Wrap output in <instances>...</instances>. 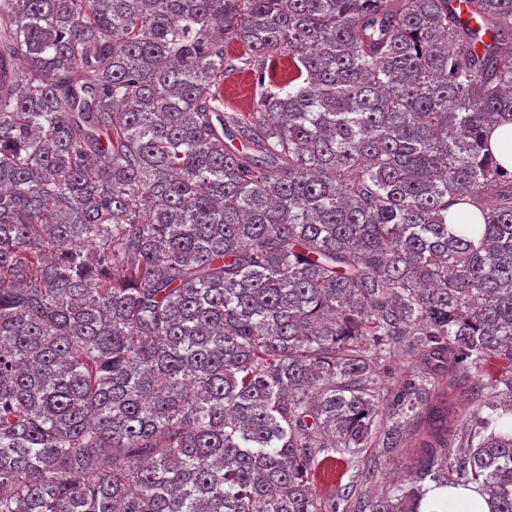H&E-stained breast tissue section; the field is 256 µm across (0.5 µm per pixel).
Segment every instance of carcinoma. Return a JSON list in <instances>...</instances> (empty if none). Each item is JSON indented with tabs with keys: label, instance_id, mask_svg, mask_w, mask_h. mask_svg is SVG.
<instances>
[{
	"label": "carcinoma",
	"instance_id": "carcinoma-1",
	"mask_svg": "<svg viewBox=\"0 0 512 512\" xmlns=\"http://www.w3.org/2000/svg\"><path fill=\"white\" fill-rule=\"evenodd\" d=\"M465 3L0 0V512H336L317 459L410 441L348 512H512V0ZM254 96L253 77L248 73L236 72L224 78V102L239 111H248ZM490 141L500 163L512 168V124H500L492 128ZM404 348H397L387 356L378 374V386L381 388L382 405L378 420L384 419L387 404L393 398L397 389L403 386L412 378L415 373V364L404 351ZM499 374V369L495 366H487L482 376L479 378L476 377L473 381V395L470 396L468 401H464L463 404L457 409L456 412V420L458 424L466 423V421L471 419L472 413L482 404L483 400H485L486 396L490 394L488 389L484 390L480 387L479 383L483 380L485 384L489 381V378H494ZM471 487L432 485L421 501L419 512H490L489 496Z\"/></svg>",
	"mask_w": 512,
	"mask_h": 512
}]
</instances>
